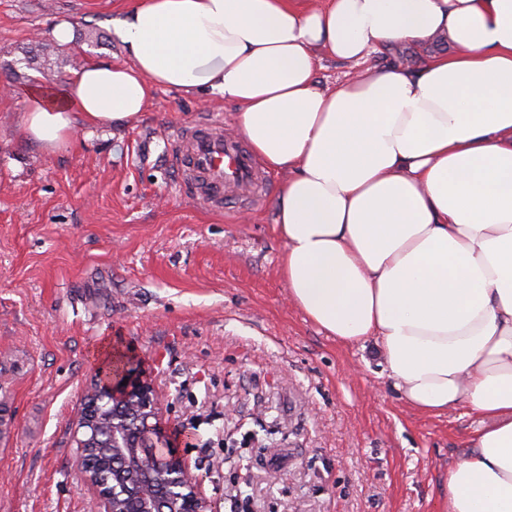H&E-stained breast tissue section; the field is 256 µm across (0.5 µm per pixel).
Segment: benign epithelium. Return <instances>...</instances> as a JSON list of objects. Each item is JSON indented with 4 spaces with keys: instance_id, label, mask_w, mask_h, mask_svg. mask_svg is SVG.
I'll return each mask as SVG.
<instances>
[{
    "instance_id": "obj_1",
    "label": "benign epithelium",
    "mask_w": 512,
    "mask_h": 512,
    "mask_svg": "<svg viewBox=\"0 0 512 512\" xmlns=\"http://www.w3.org/2000/svg\"><path fill=\"white\" fill-rule=\"evenodd\" d=\"M96 387L86 385L88 397L73 423L78 448L77 471L92 490L95 512H119L116 491L122 476L113 478V488L97 481L86 463L91 443L98 440L95 417L112 407L114 448H129L123 468L137 475L138 484L129 494L141 498V512H207L201 485L187 460L166 444V422L155 381L146 370H129L126 361H113L108 377H93Z\"/></svg>"
}]
</instances>
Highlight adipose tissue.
I'll return each instance as SVG.
<instances>
[{
    "label": "adipose tissue",
    "instance_id": "ef3b65f1",
    "mask_svg": "<svg viewBox=\"0 0 512 512\" xmlns=\"http://www.w3.org/2000/svg\"><path fill=\"white\" fill-rule=\"evenodd\" d=\"M117 31L128 63L31 87L23 138L70 148L159 87L232 103L284 177L290 299L342 343L375 339L410 407L483 417L447 512H512V0H136ZM437 40L451 52L316 78L325 57Z\"/></svg>",
    "mask_w": 512,
    "mask_h": 512
}]
</instances>
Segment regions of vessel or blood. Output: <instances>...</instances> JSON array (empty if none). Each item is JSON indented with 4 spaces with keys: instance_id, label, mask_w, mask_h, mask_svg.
Masks as SVG:
<instances>
[{
    "instance_id": "vessel-or-blood-1",
    "label": "vessel or blood",
    "mask_w": 512,
    "mask_h": 512,
    "mask_svg": "<svg viewBox=\"0 0 512 512\" xmlns=\"http://www.w3.org/2000/svg\"><path fill=\"white\" fill-rule=\"evenodd\" d=\"M167 155L180 192L209 211L223 212L231 203L261 197L266 190L255 156L209 116L176 132Z\"/></svg>"
}]
</instances>
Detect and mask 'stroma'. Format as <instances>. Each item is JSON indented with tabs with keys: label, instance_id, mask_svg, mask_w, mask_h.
<instances>
[{
	"label": "stroma",
	"instance_id": "stroma-1",
	"mask_svg": "<svg viewBox=\"0 0 512 512\" xmlns=\"http://www.w3.org/2000/svg\"><path fill=\"white\" fill-rule=\"evenodd\" d=\"M134 2L0 0V512H91L71 426L107 338L152 373L208 512H231L232 487L248 512H445L481 419L417 412L374 341L341 343L289 300L282 176L221 214L176 192L169 138L205 113L237 134L230 103L160 88L74 148L21 136L29 87L128 63L114 22Z\"/></svg>",
	"mask_w": 512,
	"mask_h": 512
}]
</instances>
